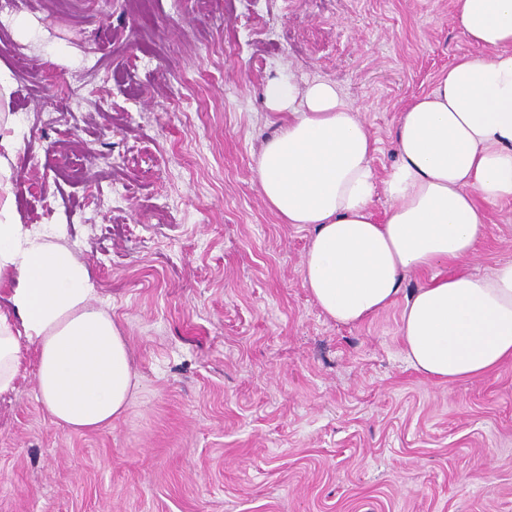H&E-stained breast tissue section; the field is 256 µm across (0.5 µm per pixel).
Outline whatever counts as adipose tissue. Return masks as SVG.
<instances>
[{"mask_svg":"<svg viewBox=\"0 0 512 512\" xmlns=\"http://www.w3.org/2000/svg\"><path fill=\"white\" fill-rule=\"evenodd\" d=\"M473 53L414 97L396 133L398 159L378 177L376 142L335 85L274 80L269 110L287 114L262 144L255 179L282 223L313 227L303 286L321 311L355 325L402 302L405 358L452 385L512 360V259L478 275L460 269L484 233L483 208L512 200V0H453ZM0 127V395L33 345L38 391L56 424H111L138 383L129 345L94 305L86 266L21 224L10 182L20 142ZM388 206L377 217L373 204ZM429 274L404 292L406 274Z\"/></svg>","mask_w":512,"mask_h":512,"instance_id":"adipose-tissue-1","label":"adipose tissue"}]
</instances>
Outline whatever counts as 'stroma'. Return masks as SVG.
<instances>
[{
	"mask_svg": "<svg viewBox=\"0 0 512 512\" xmlns=\"http://www.w3.org/2000/svg\"><path fill=\"white\" fill-rule=\"evenodd\" d=\"M453 0H0L22 224L84 263L139 382L55 424L23 345L0 512H512V365L433 383L401 304L346 326L303 286L312 230L254 176L267 81L328 80L397 160L412 98L471 53ZM465 265L512 259V202Z\"/></svg>",
	"mask_w": 512,
	"mask_h": 512,
	"instance_id": "stroma-1",
	"label": "stroma"
}]
</instances>
